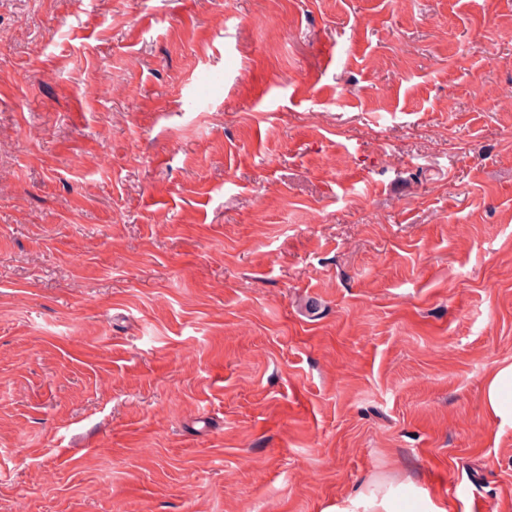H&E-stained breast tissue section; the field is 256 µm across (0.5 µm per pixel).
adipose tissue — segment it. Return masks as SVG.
<instances>
[{"mask_svg": "<svg viewBox=\"0 0 512 512\" xmlns=\"http://www.w3.org/2000/svg\"><path fill=\"white\" fill-rule=\"evenodd\" d=\"M484 409L500 426L512 427V363L497 367L485 381ZM326 512H448L446 502L414 492L401 501L393 480L378 477L361 483L348 498Z\"/></svg>", "mask_w": 512, "mask_h": 512, "instance_id": "1", "label": "adipose tissue"}]
</instances>
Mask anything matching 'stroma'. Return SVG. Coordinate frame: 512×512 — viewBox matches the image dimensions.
<instances>
[{"instance_id": "obj_1", "label": "stroma", "mask_w": 512, "mask_h": 512, "mask_svg": "<svg viewBox=\"0 0 512 512\" xmlns=\"http://www.w3.org/2000/svg\"><path fill=\"white\" fill-rule=\"evenodd\" d=\"M512 0H0V512H512ZM484 409L500 427H512V363L497 367L485 381ZM398 486L388 477H377L361 483L348 498L336 502L323 512H447L446 502L432 499L414 490L402 509Z\"/></svg>"}]
</instances>
